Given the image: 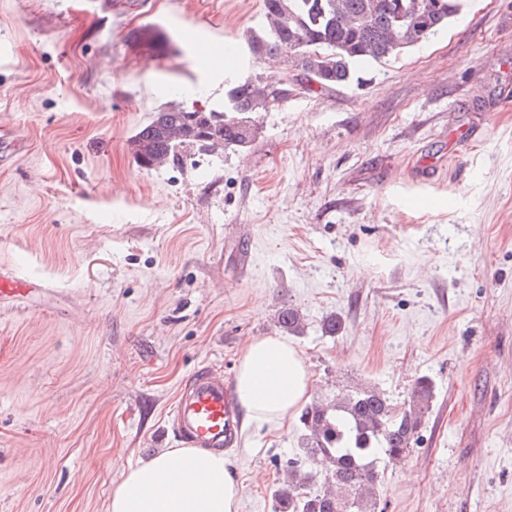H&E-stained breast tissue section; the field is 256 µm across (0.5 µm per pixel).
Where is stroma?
I'll return each instance as SVG.
<instances>
[{
    "label": "stroma",
    "instance_id": "obj_1",
    "mask_svg": "<svg viewBox=\"0 0 512 512\" xmlns=\"http://www.w3.org/2000/svg\"><path fill=\"white\" fill-rule=\"evenodd\" d=\"M261 0H0V261L49 291L0 307V512H107L172 447L199 367L304 316L311 400L435 383L420 438L381 463L384 512H512V0H465L357 80L259 113L246 148L145 170L154 112L224 102ZM344 328L323 331L330 316ZM298 415L244 420L239 512H274Z\"/></svg>",
    "mask_w": 512,
    "mask_h": 512
}]
</instances>
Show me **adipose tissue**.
<instances>
[{
    "instance_id": "ef3b65f1",
    "label": "adipose tissue",
    "mask_w": 512,
    "mask_h": 512,
    "mask_svg": "<svg viewBox=\"0 0 512 512\" xmlns=\"http://www.w3.org/2000/svg\"><path fill=\"white\" fill-rule=\"evenodd\" d=\"M311 376L302 351L279 336L248 342L237 361V399L246 415L279 423L307 402ZM241 484L223 454L169 448L128 467L108 512H238Z\"/></svg>"
}]
</instances>
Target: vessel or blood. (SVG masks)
Segmentation results:
<instances>
[{"label": "vessel or blood", "instance_id": "b4317fda", "mask_svg": "<svg viewBox=\"0 0 512 512\" xmlns=\"http://www.w3.org/2000/svg\"><path fill=\"white\" fill-rule=\"evenodd\" d=\"M44 281L21 275L10 262H0V303L15 304ZM170 431L182 443L214 452L234 448L241 420L231 378L207 367L195 371L182 388L168 421Z\"/></svg>", "mask_w": 512, "mask_h": 512}]
</instances>
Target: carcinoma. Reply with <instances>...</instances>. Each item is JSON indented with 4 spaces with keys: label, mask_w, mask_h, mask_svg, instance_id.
Here are the masks:
<instances>
[{
    "label": "carcinoma",
    "mask_w": 512,
    "mask_h": 512,
    "mask_svg": "<svg viewBox=\"0 0 512 512\" xmlns=\"http://www.w3.org/2000/svg\"><path fill=\"white\" fill-rule=\"evenodd\" d=\"M279 2L262 0V24L246 35L247 51L257 61L280 59L307 86H318L320 95L350 83L356 64L390 60L428 40L462 8L460 0H440L429 26L421 29L396 19L424 9L429 0H286V14ZM269 108L257 88L242 84L235 111L171 107L142 125L129 138L128 149L140 167L151 170L182 164L216 142L245 148L259 134L257 114ZM277 323L295 335L303 318L285 306ZM434 395L432 380L419 377L404 409L369 386L340 391L332 404L307 405L300 415L302 455L286 462L287 478L274 492V512H378V462L409 455Z\"/></svg>",
    "instance_id": "cac0c4a2"
}]
</instances>
